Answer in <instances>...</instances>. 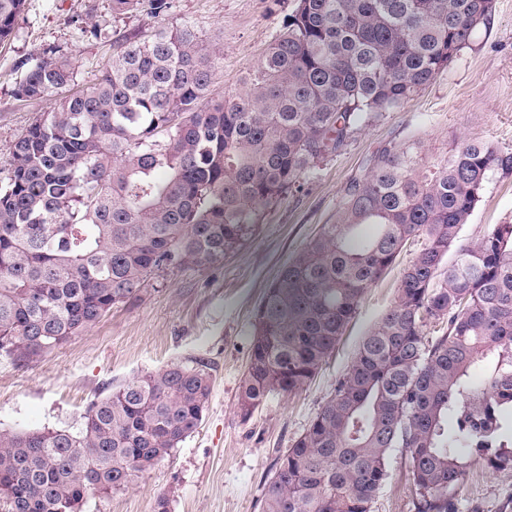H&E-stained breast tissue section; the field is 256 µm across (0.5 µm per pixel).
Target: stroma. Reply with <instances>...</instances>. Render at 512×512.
<instances>
[{"label":"stroma","mask_w":512,"mask_h":512,"mask_svg":"<svg viewBox=\"0 0 512 512\" xmlns=\"http://www.w3.org/2000/svg\"><path fill=\"white\" fill-rule=\"evenodd\" d=\"M294 0H172L162 16L116 17L110 0H26L8 41L0 44V177L9 145L59 97L21 101L13 90L50 54L75 67L69 93L91 89L112 57L114 41L146 39L158 26L189 24L223 46L214 75L217 96L228 97L256 65L292 11ZM99 28L104 39L90 37ZM475 49L400 109L360 127L335 154L263 210L253 234L222 262L185 267L153 279L140 296L112 308L99 323L36 361L0 356V432L78 429L89 405L113 386L168 364L200 360L213 389L199 427L126 490L89 498L86 512H261L264 485L279 450L301 435L353 360L362 337L391 305L400 273L416 247L408 245L366 293L334 352L303 390L271 395L249 419L237 405L255 333V308L290 258L327 223L345 187L366 160L411 141L433 162L458 142L477 138L512 149V0H496L490 31ZM494 224H512V174L488 184L462 230L465 241ZM372 512H413L401 449ZM456 512H512V474L474 467L452 496Z\"/></svg>","instance_id":"obj_1"}]
</instances>
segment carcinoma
Wrapping results in <instances>:
<instances>
[{"label": "carcinoma", "instance_id": "cac0c4a2", "mask_svg": "<svg viewBox=\"0 0 512 512\" xmlns=\"http://www.w3.org/2000/svg\"><path fill=\"white\" fill-rule=\"evenodd\" d=\"M24 4L0 0V43ZM111 7L160 16L170 2ZM495 10V0H296L219 102L222 46L193 26L118 44L90 91L8 147L0 355L29 363L151 279L223 261L354 130L472 48ZM73 75L68 59L44 58L14 94L48 98ZM497 174H512V150L479 140L431 165L413 144L388 148L266 289L239 386L244 420L271 394L303 389L367 290L424 241L334 393L278 454L262 512H372L395 448L415 512H455L451 495L477 464L512 472V224L461 238ZM211 391L207 365L172 363L112 388L75 433L1 432L0 512H82L89 497L129 487L198 428Z\"/></svg>", "mask_w": 512, "mask_h": 512}]
</instances>
